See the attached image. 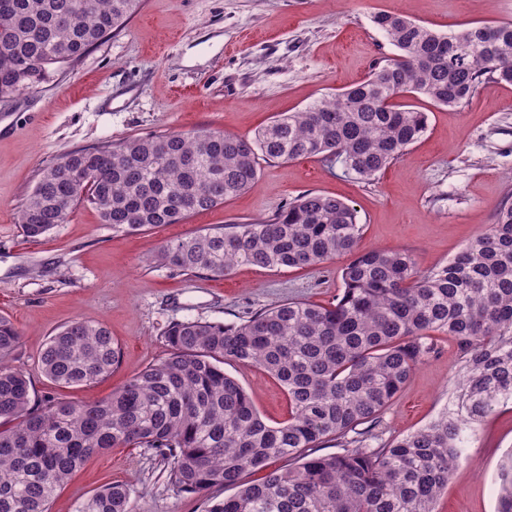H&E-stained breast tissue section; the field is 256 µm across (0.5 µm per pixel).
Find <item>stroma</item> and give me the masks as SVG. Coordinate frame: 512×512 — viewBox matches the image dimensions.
Here are the masks:
<instances>
[{"label":"stroma","instance_id":"stroma-1","mask_svg":"<svg viewBox=\"0 0 512 512\" xmlns=\"http://www.w3.org/2000/svg\"><path fill=\"white\" fill-rule=\"evenodd\" d=\"M402 11L443 32L472 21L512 22V0H143L119 33L65 67L36 91L0 102V315L21 333L12 364L39 395L75 402L106 398L169 353V322L234 323L294 299L326 305L340 293V256L316 268L270 271L240 266L223 277L186 275L161 264L165 242L227 224L261 220L306 191L343 199L363 226L361 248L410 251L420 271L453 259L491 224L512 195V85L483 83L458 107L410 98L428 129L396 163L366 183L321 157L265 162L259 182L178 224L118 232L80 202L67 223L27 240L18 215L43 168L57 157L105 142L172 131L254 135L284 112L364 80L397 49L374 25ZM105 325L121 349L111 375L59 388L39 357L60 327ZM412 373L381 416L384 439L428 425L454 403L463 359L450 338ZM225 370L269 424L288 418L278 380L251 367ZM512 452V412L483 419L469 458L448 481L437 512H496L497 472ZM133 485V512H204L209 495L175 494L164 465L145 448L95 454L56 492L49 512H75L105 485Z\"/></svg>","mask_w":512,"mask_h":512}]
</instances>
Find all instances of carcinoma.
I'll use <instances>...</instances> for the list:
<instances>
[{
  "mask_svg": "<svg viewBox=\"0 0 512 512\" xmlns=\"http://www.w3.org/2000/svg\"><path fill=\"white\" fill-rule=\"evenodd\" d=\"M142 0H0V102L35 91L62 64L123 30ZM399 54L368 78L254 136L171 132L65 154L46 166L19 215L38 240L86 199L112 230L177 224L251 189L260 162L321 156L372 182L426 132L428 117L402 102L467 103L489 80L512 84V23L439 32L400 12L374 16ZM363 227L347 202L303 193L268 219L202 229L160 247L183 274L224 276L239 265L314 268L340 255L342 291L328 306L289 301L238 323L186 319L163 333L164 359L106 399L38 397L9 366L21 334L0 315V512H49L48 504L91 455L148 448L169 488L202 494L205 512H436L474 428L512 410V197L448 263L418 270L407 250L360 249ZM465 355L455 409L381 441V413L436 350L435 334ZM106 326L74 321L49 337L41 370L53 384H91L118 365ZM234 362L275 377L288 420L264 421ZM328 440L343 451L313 455ZM288 461L257 483L244 477ZM496 512H512V454L500 465ZM135 488L115 483L76 512H132Z\"/></svg>",
  "mask_w": 512,
  "mask_h": 512,
  "instance_id": "obj_1",
  "label": "carcinoma"
}]
</instances>
